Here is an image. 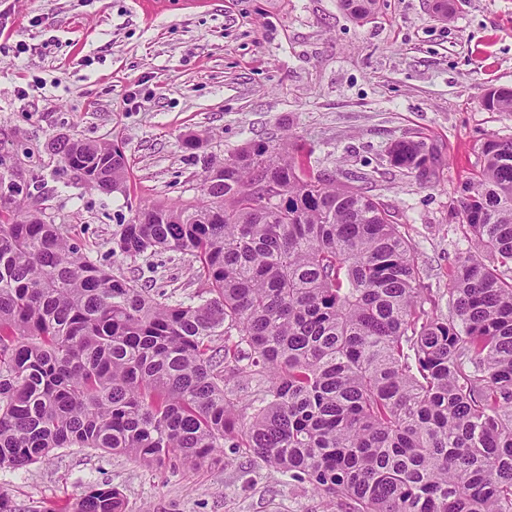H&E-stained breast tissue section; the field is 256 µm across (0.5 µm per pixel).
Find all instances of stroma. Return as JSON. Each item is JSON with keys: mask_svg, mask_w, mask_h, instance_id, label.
Returning <instances> with one entry per match:
<instances>
[{"mask_svg": "<svg viewBox=\"0 0 512 512\" xmlns=\"http://www.w3.org/2000/svg\"><path fill=\"white\" fill-rule=\"evenodd\" d=\"M512 87V0H380L358 22L341 0H0V151L17 162L25 208L42 211L112 267L128 199L192 204L209 163L253 142L291 138L317 170L380 198L408 238L434 314L448 315V270L476 251L457 199L480 146L512 137V113L485 110ZM198 141L185 148L188 137ZM66 137L122 144V190L65 182L50 150ZM425 141L434 174L394 167L391 145ZM191 256L125 261L127 277L175 299L195 293ZM125 512H336L335 503L260 460L229 454L198 467H145L120 453L55 450L0 470L16 512H46L96 486Z\"/></svg>", "mask_w": 512, "mask_h": 512, "instance_id": "obj_1", "label": "stroma"}]
</instances>
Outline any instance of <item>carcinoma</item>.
<instances>
[{
    "mask_svg": "<svg viewBox=\"0 0 512 512\" xmlns=\"http://www.w3.org/2000/svg\"><path fill=\"white\" fill-rule=\"evenodd\" d=\"M342 3L361 20L378 0ZM487 111L512 112V89ZM51 148L70 179L102 195L123 186L112 145ZM481 157L458 208L495 263L457 259L447 317L425 309L386 205L312 173L286 140L211 164L201 201L140 204L112 231L123 260L198 259L200 291L184 300L91 260L0 174V470L58 448L149 468L230 448L338 512H512V137L486 139ZM390 160L423 177L433 157L402 139ZM62 512H124L123 500L97 487Z\"/></svg>",
    "mask_w": 512,
    "mask_h": 512,
    "instance_id": "carcinoma-1",
    "label": "carcinoma"
}]
</instances>
